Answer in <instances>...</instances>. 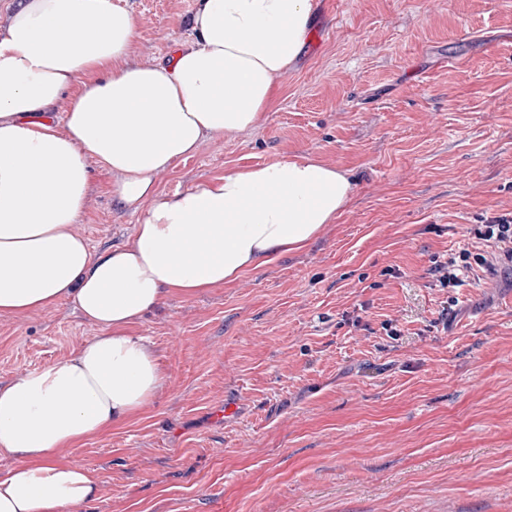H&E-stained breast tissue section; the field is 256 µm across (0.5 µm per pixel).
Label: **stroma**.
<instances>
[{
  "mask_svg": "<svg viewBox=\"0 0 512 512\" xmlns=\"http://www.w3.org/2000/svg\"><path fill=\"white\" fill-rule=\"evenodd\" d=\"M119 2L137 59L190 33L196 0ZM314 4L261 123L156 182L172 194L305 156L348 172L352 199L305 248L135 324L166 381L66 450L96 477L73 512H512V267L460 288L431 272L512 212V0ZM91 169L74 232L96 253L131 244L137 214ZM97 333L68 300L0 313V386Z\"/></svg>",
  "mask_w": 512,
  "mask_h": 512,
  "instance_id": "1",
  "label": "stroma"
}]
</instances>
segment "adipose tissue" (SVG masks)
Segmentation results:
<instances>
[{
	"label": "adipose tissue",
	"instance_id": "adipose-tissue-1",
	"mask_svg": "<svg viewBox=\"0 0 512 512\" xmlns=\"http://www.w3.org/2000/svg\"><path fill=\"white\" fill-rule=\"evenodd\" d=\"M313 0H197L174 59L133 62L117 0H18L0 28V313L73 301L99 327L70 358L0 388V512H68L93 473L67 449L139 415L165 373L133 331L173 295L230 284L297 251L348 206L346 172L302 157L173 195L155 177L209 137L255 128L307 39ZM138 214L130 246L93 253L72 230L90 162Z\"/></svg>",
	"mask_w": 512,
	"mask_h": 512
}]
</instances>
